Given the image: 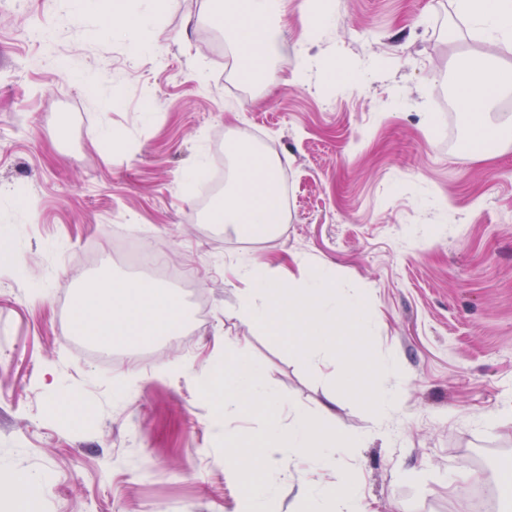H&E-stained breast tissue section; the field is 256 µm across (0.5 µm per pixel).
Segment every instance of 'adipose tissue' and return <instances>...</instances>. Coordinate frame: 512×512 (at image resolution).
Masks as SVG:
<instances>
[{
    "label": "adipose tissue",
    "instance_id": "obj_1",
    "mask_svg": "<svg viewBox=\"0 0 512 512\" xmlns=\"http://www.w3.org/2000/svg\"><path fill=\"white\" fill-rule=\"evenodd\" d=\"M289 0H226L217 20L223 24L239 59L264 72L271 43L272 23L287 24ZM457 16L479 34L482 50L456 77L457 101L473 116L475 141L495 139L498 127L484 119L496 101L512 94V83L494 78L489 65L501 49L512 46V0H453ZM282 212L278 167L266 156L244 151L237 155L224 188V198L211 215L214 224L263 237L278 227ZM188 313L178 293L148 279L88 280L73 304L78 328L103 345L145 344L175 334ZM243 346L225 349L219 364L207 367L209 381L220 383L224 394L216 402L210 421L217 442H229L228 421L248 411L264 412L265 433L254 438L253 455L225 457V468L245 481L247 512H279L278 495L263 484L261 476L288 449L306 466L298 472L301 496L312 500L318 512H364L350 471L327 482L349 443L335 430L320 426L264 384L259 370L243 361Z\"/></svg>",
    "mask_w": 512,
    "mask_h": 512
}]
</instances>
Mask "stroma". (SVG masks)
<instances>
[{"label": "stroma", "instance_id": "1", "mask_svg": "<svg viewBox=\"0 0 512 512\" xmlns=\"http://www.w3.org/2000/svg\"><path fill=\"white\" fill-rule=\"evenodd\" d=\"M223 4L167 0L164 39L137 53L136 27L113 34L101 7L0 0V253L21 258L0 263V480L40 485L41 512H240L200 373L245 336L268 386L350 438L371 512H471L472 488L512 477V148L480 159L449 106L481 43L452 0H329L334 26L306 40L289 16L245 83L212 21ZM246 125L288 174V221L214 236L187 172ZM106 127L120 146L98 144ZM114 224L141 228L207 308L146 365L98 363L69 325L82 282L152 275L114 257ZM255 260L365 301L393 405L368 412L321 360L237 319L231 270ZM71 393L83 413L64 421ZM298 468L285 451L265 476L282 512H306Z\"/></svg>", "mask_w": 512, "mask_h": 512}]
</instances>
